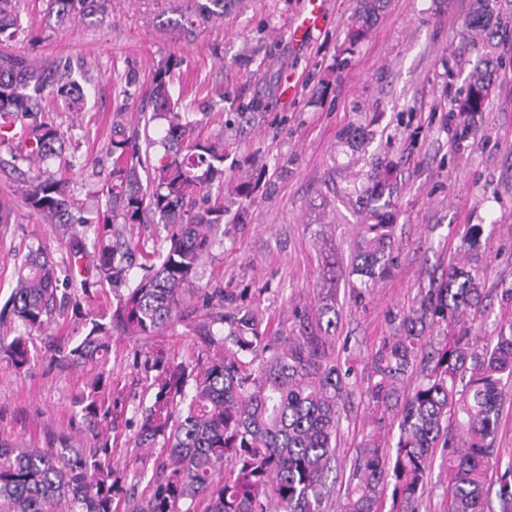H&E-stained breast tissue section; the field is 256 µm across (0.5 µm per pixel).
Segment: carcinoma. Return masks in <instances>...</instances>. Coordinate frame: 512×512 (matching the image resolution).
Returning a JSON list of instances; mask_svg holds the SVG:
<instances>
[{
  "mask_svg": "<svg viewBox=\"0 0 512 512\" xmlns=\"http://www.w3.org/2000/svg\"><path fill=\"white\" fill-rule=\"evenodd\" d=\"M194 17L205 22L224 15L231 0H190ZM384 0H357V38L368 29ZM111 0H46V12L63 22L74 15L105 16ZM494 18L491 0H474L470 26L480 30ZM19 29L13 0H0V37ZM181 64L173 54L155 70L141 111L163 121L164 151L143 161L138 131L126 125V108L113 114L112 178L105 210L93 225V251L70 237V268L59 278L55 265L30 255L20 266L11 295L12 313L28 330L40 332L56 308L60 284L84 287L88 276L122 284L126 292L104 321L91 318L79 342L58 350L63 361L96 364L108 353L112 336H152L182 317L205 256L216 241L224 204L211 203V187L222 179L224 143L200 140L188 111H180L171 74ZM490 86L489 62L476 61L461 114L483 110ZM86 98L72 69L59 62L33 64L18 54L0 55V144L16 137L30 143V160L63 156L60 131L37 121L45 103L57 100L79 109ZM146 179H141V174ZM30 213L62 230L85 224L80 204L66 183L38 172L21 189ZM153 213L167 225L166 248L158 262L136 280L124 264L130 243L120 241V224H142ZM373 224L361 226L352 289L363 304L372 284L389 273L394 249L389 215L372 209ZM336 253L325 254L319 281L327 294L338 288ZM484 288L477 267L452 264L421 292L417 306L403 315L394 334L369 357L363 395L375 428L356 450L348 474L350 492L340 512H419L428 491L436 449L448 451V512H494L488 477L498 463L496 435L503 390L512 385V321H502L479 347L463 326L478 312ZM204 305L225 308L222 351L205 363H175L162 350L141 365L151 396L139 411L137 448L161 446L154 461L138 457L134 476L149 477L151 492L123 497L127 512H326L336 483L332 478L340 403L351 369L329 353L338 324L336 303L317 308L315 323L298 316V329L271 339L255 310L233 305L224 289L204 295ZM448 329L441 337L434 331ZM0 361L17 370L31 361L28 337L0 338ZM104 374L92 382L83 410L101 411ZM396 412L398 436L388 445L380 435L386 414ZM123 472L112 464V447L101 440L74 448H16L0 441V512H115L123 493ZM499 512H512V464L498 472Z\"/></svg>",
  "mask_w": 512,
  "mask_h": 512,
  "instance_id": "obj_1",
  "label": "carcinoma"
}]
</instances>
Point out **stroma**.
Segmentation results:
<instances>
[{
    "label": "stroma",
    "instance_id": "35a3bbf8",
    "mask_svg": "<svg viewBox=\"0 0 512 512\" xmlns=\"http://www.w3.org/2000/svg\"><path fill=\"white\" fill-rule=\"evenodd\" d=\"M304 2L235 0L222 19L176 32L169 21L188 0H112L104 18L63 23L47 17L45 0H16L20 31L0 41V53L34 63L70 60L86 101L78 112L52 107L41 114V122L63 133L68 159L42 168L67 183L91 220L105 205L115 110L127 106L131 126L161 138V122L145 121L140 97L170 55L182 57L172 93L190 108L195 137L223 140L226 151L223 178L212 188L224 201L223 233L199 269L198 286L223 289L255 309L271 337L288 335L295 312L314 311L325 244L351 267L359 227L371 221L362 196L374 185L373 173L387 176L396 240L391 271L364 307L353 306L347 288L336 290L331 355L353 369L329 507L338 512L348 493L345 473L370 430L362 395L369 356L393 334L395 316L409 312L431 278L463 256L471 225L482 227L486 305L471 333L491 335L501 318H512V300L502 294L512 288V0H497L491 38L469 27L472 0H388L358 41L351 38L353 0H324L321 27L298 43L288 25ZM481 56L502 64L483 111L463 119L458 102ZM129 73L137 83L128 100ZM255 99L263 110L239 119L240 106ZM27 153L21 141L0 145V306L32 252L67 270L64 239L23 202ZM119 294L103 283L60 300L49 329L29 337L30 364L17 370L0 362L1 440L90 448L106 435L117 468L137 455L131 439L149 400L137 358L161 346L178 362L207 361L214 351L198 327L220 335L224 325L197 297L185 318L158 335L113 337L101 364L52 361V345L81 340L90 315L109 313ZM101 372L118 401L109 425L80 404Z\"/></svg>",
    "mask_w": 512,
    "mask_h": 512
}]
</instances>
